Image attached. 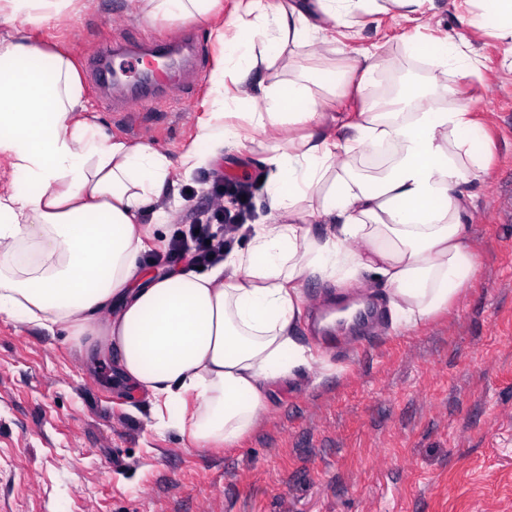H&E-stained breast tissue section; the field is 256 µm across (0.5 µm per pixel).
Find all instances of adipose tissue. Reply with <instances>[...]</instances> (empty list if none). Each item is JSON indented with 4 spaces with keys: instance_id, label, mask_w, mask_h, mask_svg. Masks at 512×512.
I'll use <instances>...</instances> for the list:
<instances>
[{
    "instance_id": "ef3b65f1",
    "label": "adipose tissue",
    "mask_w": 512,
    "mask_h": 512,
    "mask_svg": "<svg viewBox=\"0 0 512 512\" xmlns=\"http://www.w3.org/2000/svg\"><path fill=\"white\" fill-rule=\"evenodd\" d=\"M86 2L0 0V315L99 339L118 385L148 393L156 430L193 448L250 433L272 387L310 365L296 336L307 281L377 275L393 326L417 327L478 279L464 218L491 153L471 112L433 109L415 84L375 98L387 58L357 44L366 18L415 14L425 0H237L227 18L221 0H138L143 21L205 24L220 47L205 114L176 161L92 120L70 53L27 36ZM470 2L471 33L493 30L512 55V0ZM334 44L357 80L351 119L335 112L319 65ZM469 45H442L430 66L471 77L481 62ZM280 63L287 79L271 76ZM257 134L268 213L246 246L204 273L146 268L149 226L169 222L162 200L177 179ZM361 146L382 158L374 173L356 164Z\"/></svg>"
}]
</instances>
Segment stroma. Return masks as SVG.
I'll list each match as a JSON object with an SVG mask.
<instances>
[{
    "instance_id": "obj_1",
    "label": "stroma",
    "mask_w": 512,
    "mask_h": 512,
    "mask_svg": "<svg viewBox=\"0 0 512 512\" xmlns=\"http://www.w3.org/2000/svg\"><path fill=\"white\" fill-rule=\"evenodd\" d=\"M467 9L465 0H427L409 18L381 14L360 42L385 46L390 75L420 72L430 88L448 87L437 106L465 100L490 139L493 160L471 187L466 220L479 279L434 320L397 329L375 276L356 288L306 283L297 334L312 366L275 388L256 428L231 449L157 434L146 399L115 388L113 368H88V339L0 315V512H512V64L490 35L473 40L482 66L466 80L416 53L459 41ZM184 28L137 19L130 0H90L78 16L29 35L75 56L88 104L113 135L175 160L209 95L219 47L206 26H195L207 46L199 67L145 114L99 87L91 64L113 45L177 41ZM263 172L254 144L214 159L187 183L173 222L154 226L151 249L214 209L218 174L251 184L262 219ZM332 297L375 304L376 338L333 353L314 329Z\"/></svg>"
}]
</instances>
